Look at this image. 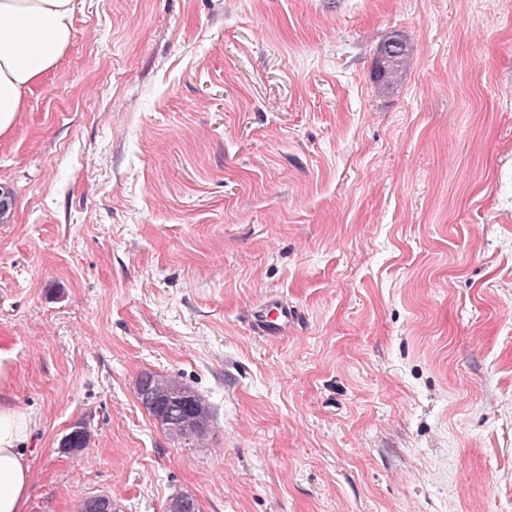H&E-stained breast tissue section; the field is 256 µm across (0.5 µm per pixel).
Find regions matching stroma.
Segmentation results:
<instances>
[{"instance_id":"obj_1","label":"stroma","mask_w":512,"mask_h":512,"mask_svg":"<svg viewBox=\"0 0 512 512\" xmlns=\"http://www.w3.org/2000/svg\"><path fill=\"white\" fill-rule=\"evenodd\" d=\"M0 191L26 512H512V0H78ZM406 52L405 45L397 39L388 40L380 50L377 71L387 82L397 80L400 74L401 59ZM295 319L293 308L283 302L259 306L251 313L253 330L260 336H285ZM150 389L162 402L161 427L176 439L200 437L210 426V410L189 385L167 375L147 374ZM194 402L198 408L187 405Z\"/></svg>"}]
</instances>
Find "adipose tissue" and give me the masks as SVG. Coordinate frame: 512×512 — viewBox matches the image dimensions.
I'll list each match as a JSON object with an SVG mask.
<instances>
[{
	"instance_id": "ef3b65f1",
	"label": "adipose tissue",
	"mask_w": 512,
	"mask_h": 512,
	"mask_svg": "<svg viewBox=\"0 0 512 512\" xmlns=\"http://www.w3.org/2000/svg\"><path fill=\"white\" fill-rule=\"evenodd\" d=\"M76 0H0V136L16 125L31 87L56 67L74 35ZM36 420L0 404V512H25V456Z\"/></svg>"
}]
</instances>
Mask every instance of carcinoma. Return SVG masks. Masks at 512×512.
Here are the masks:
<instances>
[{"label": "carcinoma", "mask_w": 512, "mask_h": 512, "mask_svg": "<svg viewBox=\"0 0 512 512\" xmlns=\"http://www.w3.org/2000/svg\"><path fill=\"white\" fill-rule=\"evenodd\" d=\"M405 45L397 39L387 41L380 50L377 71L392 82L399 77ZM150 389L162 402L161 427L176 439L201 436L210 426V410L189 385L167 375L151 374Z\"/></svg>", "instance_id": "carcinoma-1"}]
</instances>
